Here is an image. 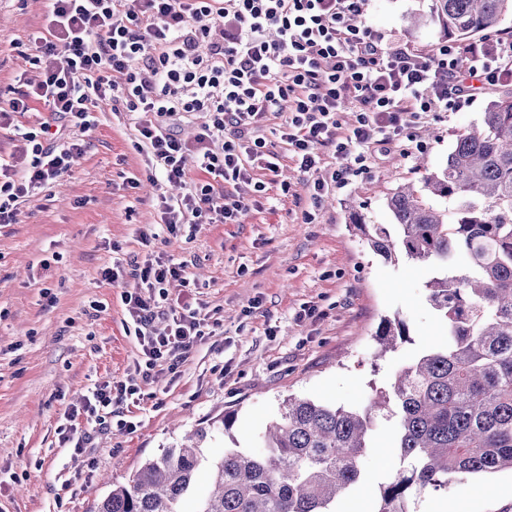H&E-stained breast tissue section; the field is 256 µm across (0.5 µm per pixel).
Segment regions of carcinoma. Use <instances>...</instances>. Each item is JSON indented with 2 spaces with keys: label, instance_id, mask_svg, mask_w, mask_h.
I'll return each mask as SVG.
<instances>
[{
  "label": "carcinoma",
  "instance_id": "cac0c4a2",
  "mask_svg": "<svg viewBox=\"0 0 512 512\" xmlns=\"http://www.w3.org/2000/svg\"><path fill=\"white\" fill-rule=\"evenodd\" d=\"M432 10L458 38L498 28L512 0H432ZM385 205L396 235L360 217L354 226L374 254L433 267L428 301L446 342L400 365L364 407L288 398L259 452L226 448L210 460L197 445L167 448L93 512H179L203 465L210 486L196 512H335L373 448L399 461L374 512H406L409 497L459 475L512 472V97L492 103L444 164L398 186ZM406 336L398 317L377 332L386 350ZM375 411L392 423L385 442Z\"/></svg>",
  "mask_w": 512,
  "mask_h": 512
}]
</instances>
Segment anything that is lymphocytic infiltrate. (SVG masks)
Segmentation results:
<instances>
[{"instance_id": "1", "label": "lymphocytic infiltrate", "mask_w": 512, "mask_h": 512, "mask_svg": "<svg viewBox=\"0 0 512 512\" xmlns=\"http://www.w3.org/2000/svg\"><path fill=\"white\" fill-rule=\"evenodd\" d=\"M367 0H49L46 23L32 35L39 77L0 107V129L32 104L50 120L19 133V162L0 158V224L19 202L59 182L85 147L100 102L124 100L123 113L150 112L136 147L150 181L182 186L159 195V221L171 234L188 224H235L251 203L240 184L265 194L266 179L289 157L306 175L313 205L351 174L369 169L382 149L402 158L424 150L418 130L438 112H458L512 80V33L491 41H445L418 50L362 21ZM223 18L212 33L206 21ZM352 116L342 124L340 113ZM278 119V139L265 135ZM200 120L193 143L178 137ZM195 154L198 178L185 161ZM183 264L148 260L101 272L122 296L141 340L136 376L98 385L82 411L101 421L140 391L160 363H175L220 328V319L165 307V286ZM162 333H154L156 319Z\"/></svg>"}]
</instances>
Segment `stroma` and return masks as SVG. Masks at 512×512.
<instances>
[{"instance_id": "35a3bbf8", "label": "stroma", "mask_w": 512, "mask_h": 512, "mask_svg": "<svg viewBox=\"0 0 512 512\" xmlns=\"http://www.w3.org/2000/svg\"><path fill=\"white\" fill-rule=\"evenodd\" d=\"M46 11V0H0V106L20 74L39 75L28 62L35 53L28 36ZM365 19L417 48L445 38L432 0H369ZM504 96L512 84L463 111L439 113L421 131L426 150L411 158L376 154L368 172L324 197L312 223L303 220L311 207L304 176L285 158L260 210L176 237L158 223L134 127L118 124L111 102L101 103L68 175L0 224V512H93L146 460L201 427L209 457L236 445L261 450L259 437L284 399L364 405L372 386H386L397 367L439 346L445 327L428 302L430 268L374 254L353 216L392 223L385 196L443 164L458 133L481 125L488 104ZM134 176L141 183L133 188ZM149 255L185 265L183 280L167 287L169 307L214 313L223 325L176 369L157 367L139 400L113 406L101 425L79 414L84 397L133 375L141 346L121 298L134 280L113 286L100 272ZM395 316L408 336L379 354L375 333ZM66 427L89 433L82 455L65 440ZM393 469V461L367 454L365 479L339 512H354L364 498L377 502ZM448 499L467 512H512V473L457 476L407 509L437 512Z\"/></svg>"}]
</instances>
